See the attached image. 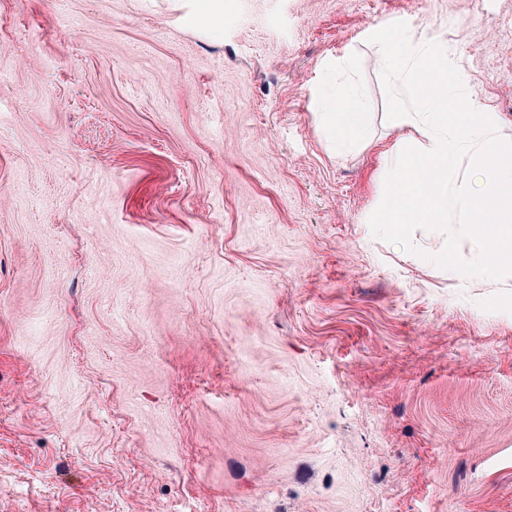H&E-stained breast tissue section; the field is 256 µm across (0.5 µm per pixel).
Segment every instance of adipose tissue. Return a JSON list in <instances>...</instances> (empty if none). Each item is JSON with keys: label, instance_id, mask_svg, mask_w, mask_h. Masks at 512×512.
Returning <instances> with one entry per match:
<instances>
[{"label": "adipose tissue", "instance_id": "1", "mask_svg": "<svg viewBox=\"0 0 512 512\" xmlns=\"http://www.w3.org/2000/svg\"><path fill=\"white\" fill-rule=\"evenodd\" d=\"M319 102L323 122L338 143L355 146L366 139L365 104L355 87L333 88L320 96Z\"/></svg>", "mask_w": 512, "mask_h": 512}]
</instances>
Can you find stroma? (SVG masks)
Here are the masks:
<instances>
[{
    "label": "stroma",
    "instance_id": "1",
    "mask_svg": "<svg viewBox=\"0 0 512 512\" xmlns=\"http://www.w3.org/2000/svg\"><path fill=\"white\" fill-rule=\"evenodd\" d=\"M203 2L0 0V512H512V276L366 223L416 135L368 33L512 140V0ZM324 125L342 145H360L367 137L365 103L353 86L336 87L319 97Z\"/></svg>",
    "mask_w": 512,
    "mask_h": 512
}]
</instances>
